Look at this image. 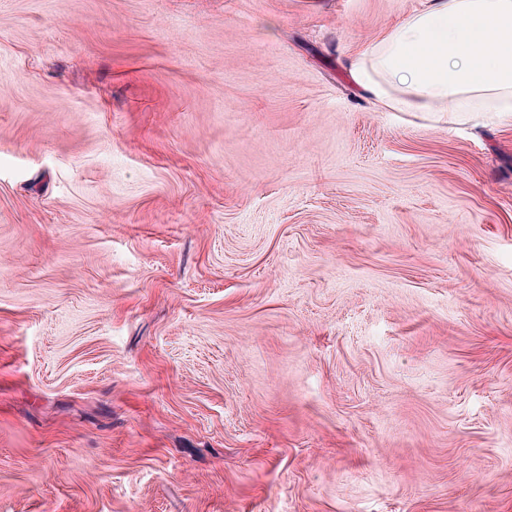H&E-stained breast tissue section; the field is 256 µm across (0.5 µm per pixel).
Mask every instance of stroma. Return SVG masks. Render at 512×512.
Here are the masks:
<instances>
[{
    "label": "stroma",
    "mask_w": 512,
    "mask_h": 512,
    "mask_svg": "<svg viewBox=\"0 0 512 512\" xmlns=\"http://www.w3.org/2000/svg\"><path fill=\"white\" fill-rule=\"evenodd\" d=\"M423 0H0V512H512V119L350 61Z\"/></svg>",
    "instance_id": "obj_1"
}]
</instances>
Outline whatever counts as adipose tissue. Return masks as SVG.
Segmentation results:
<instances>
[{
    "label": "adipose tissue",
    "mask_w": 512,
    "mask_h": 512,
    "mask_svg": "<svg viewBox=\"0 0 512 512\" xmlns=\"http://www.w3.org/2000/svg\"><path fill=\"white\" fill-rule=\"evenodd\" d=\"M392 112H496L512 118V0H425L352 62Z\"/></svg>",
    "instance_id": "ef3b65f1"
}]
</instances>
